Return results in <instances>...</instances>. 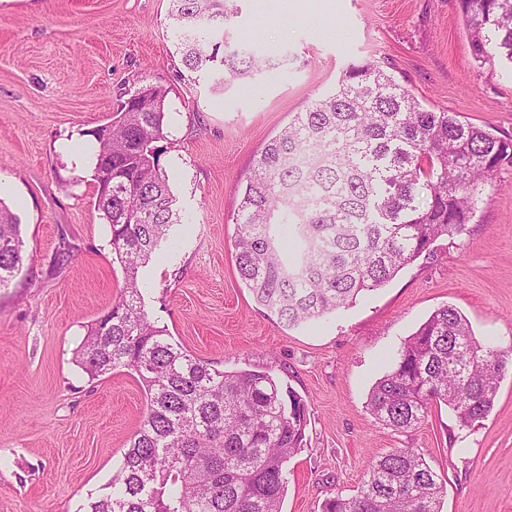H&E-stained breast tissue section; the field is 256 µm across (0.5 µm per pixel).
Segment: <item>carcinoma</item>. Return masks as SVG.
<instances>
[{
    "label": "carcinoma",
    "instance_id": "obj_1",
    "mask_svg": "<svg viewBox=\"0 0 512 512\" xmlns=\"http://www.w3.org/2000/svg\"><path fill=\"white\" fill-rule=\"evenodd\" d=\"M185 67L231 79L274 67L206 34L238 14L232 0H172ZM475 62L512 64V0H459ZM167 90L149 84L118 104L98 143L95 209L109 224L124 283L108 321L87 326L79 365L94 380L124 369L146 412L109 492L80 512H281L288 463L304 447L306 408L263 371L221 370L169 340L142 305L139 269L177 223L157 149ZM512 167V137L425 108L380 66L350 65L256 160L236 214L239 277L290 326L352 305L443 237L463 234L497 171ZM112 180V193L104 190ZM23 265L18 217L0 203V288ZM507 352L481 343L445 305L399 348L368 407L396 431L445 405L470 429L493 409ZM437 473L412 448H394L357 494L322 512H440Z\"/></svg>",
    "mask_w": 512,
    "mask_h": 512
}]
</instances>
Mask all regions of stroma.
Instances as JSON below:
<instances>
[{"label":"stroma","instance_id":"1","mask_svg":"<svg viewBox=\"0 0 512 512\" xmlns=\"http://www.w3.org/2000/svg\"><path fill=\"white\" fill-rule=\"evenodd\" d=\"M225 42L286 56L216 88L189 71L171 0H0V200L25 262L0 288V512H76L102 494L146 411L130 374L89 382L75 361L86 327L124 280L94 208L82 130L121 95L164 86L166 152L180 221L139 272L144 307L174 343L217 368L269 372L306 405L283 512L354 496L395 448L422 453L441 512H512V364L479 426L432 406L393 430L370 412L398 347L450 305L474 335L512 348V168L499 171L465 234L438 240L349 308L296 326L257 304L234 240L240 189L269 141L333 90L349 65L382 66L425 107L512 135V66L474 62L458 0H236Z\"/></svg>","mask_w":512,"mask_h":512}]
</instances>
